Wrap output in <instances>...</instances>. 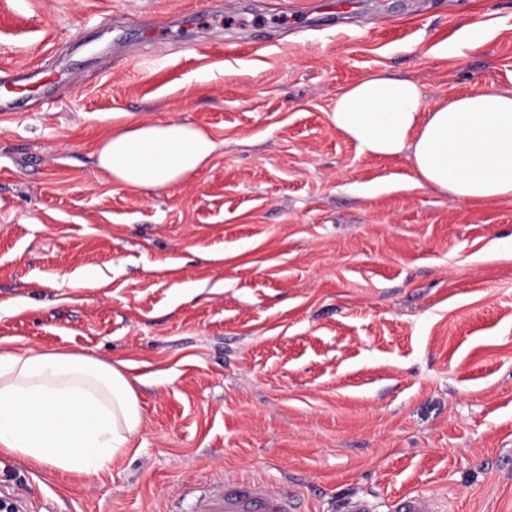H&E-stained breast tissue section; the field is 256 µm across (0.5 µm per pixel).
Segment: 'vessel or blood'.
<instances>
[{
	"instance_id": "obj_1",
	"label": "vessel or blood",
	"mask_w": 512,
	"mask_h": 512,
	"mask_svg": "<svg viewBox=\"0 0 512 512\" xmlns=\"http://www.w3.org/2000/svg\"><path fill=\"white\" fill-rule=\"evenodd\" d=\"M65 69H48L40 78L6 70L0 71V112H18L46 88L66 80ZM193 512H302L297 496L288 490L273 491L264 482L224 481L222 485L198 498ZM394 512H439L433 498L407 493L398 498Z\"/></svg>"
}]
</instances>
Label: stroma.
Returning <instances> with one entry per match:
<instances>
[{
	"mask_svg": "<svg viewBox=\"0 0 512 512\" xmlns=\"http://www.w3.org/2000/svg\"><path fill=\"white\" fill-rule=\"evenodd\" d=\"M0 0V68L68 44L48 104L0 114V351L118 366L143 414L91 476L0 454L24 512H190L224 478L304 512L409 492L512 512V198L414 183L337 132L383 72L428 106L512 92V0ZM127 16L126 54L97 20ZM222 143L135 191L92 153L118 113Z\"/></svg>",
	"mask_w": 512,
	"mask_h": 512,
	"instance_id": "35a3bbf8",
	"label": "stroma"
}]
</instances>
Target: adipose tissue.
Here are the masks:
<instances>
[{
	"instance_id": "1",
	"label": "adipose tissue",
	"mask_w": 512,
	"mask_h": 512,
	"mask_svg": "<svg viewBox=\"0 0 512 512\" xmlns=\"http://www.w3.org/2000/svg\"><path fill=\"white\" fill-rule=\"evenodd\" d=\"M329 118L362 152L407 154L417 184L462 199L512 198V93L484 88L430 107L412 80L376 73L345 87ZM218 148L189 124L129 121L100 143L96 164L121 187L164 189L194 177ZM142 420L115 366L75 353H0V453L94 475L126 452Z\"/></svg>"
}]
</instances>
